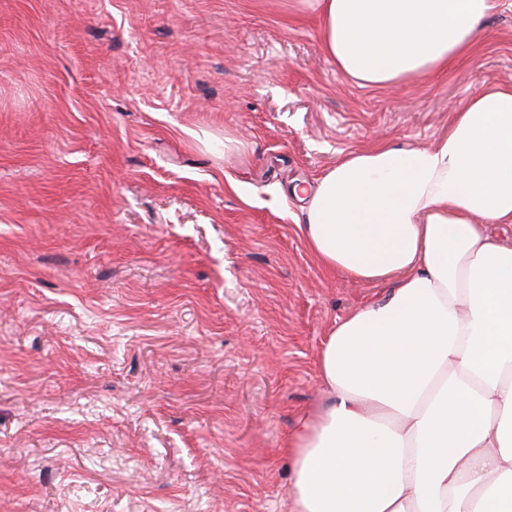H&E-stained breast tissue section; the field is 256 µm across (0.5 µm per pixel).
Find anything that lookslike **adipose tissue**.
<instances>
[{"label": "adipose tissue", "instance_id": "adipose-tissue-1", "mask_svg": "<svg viewBox=\"0 0 512 512\" xmlns=\"http://www.w3.org/2000/svg\"><path fill=\"white\" fill-rule=\"evenodd\" d=\"M314 3L324 52L385 87L471 51L504 0ZM292 193L326 271L394 286L327 334L293 512H512V85L470 97L433 146L355 150Z\"/></svg>", "mask_w": 512, "mask_h": 512}]
</instances>
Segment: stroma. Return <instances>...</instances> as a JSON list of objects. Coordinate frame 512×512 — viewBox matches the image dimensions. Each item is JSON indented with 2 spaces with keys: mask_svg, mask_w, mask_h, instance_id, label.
I'll return each instance as SVG.
<instances>
[{
  "mask_svg": "<svg viewBox=\"0 0 512 512\" xmlns=\"http://www.w3.org/2000/svg\"><path fill=\"white\" fill-rule=\"evenodd\" d=\"M501 84L506 7L366 88L310 0H0V512H291L328 330L390 286L324 272L290 189Z\"/></svg>",
  "mask_w": 512,
  "mask_h": 512,
  "instance_id": "35a3bbf8",
  "label": "stroma"
}]
</instances>
